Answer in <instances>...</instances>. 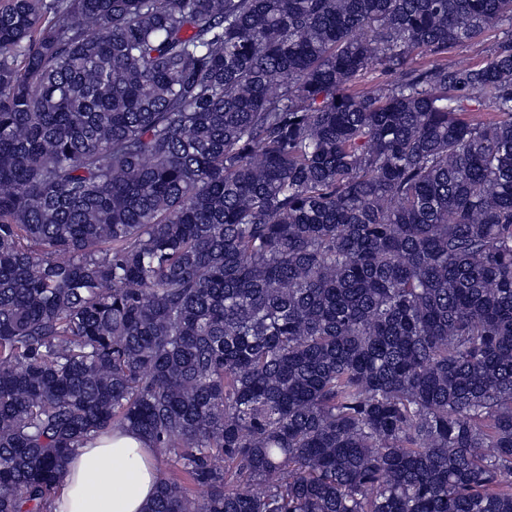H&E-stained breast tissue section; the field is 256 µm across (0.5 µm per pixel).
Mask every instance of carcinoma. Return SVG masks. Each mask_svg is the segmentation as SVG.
<instances>
[{
	"label": "carcinoma",
	"instance_id": "1",
	"mask_svg": "<svg viewBox=\"0 0 512 512\" xmlns=\"http://www.w3.org/2000/svg\"><path fill=\"white\" fill-rule=\"evenodd\" d=\"M116 428L146 512H512V0L0 3V512ZM497 38L498 32L490 31L479 42L459 46L447 55H444L445 57H428L424 59L417 57V62L426 64H431L433 62L449 63L457 58H466L474 64H481L490 54Z\"/></svg>",
	"mask_w": 512,
	"mask_h": 512
}]
</instances>
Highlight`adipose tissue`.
Instances as JSON below:
<instances>
[{"label": "adipose tissue", "mask_w": 512, "mask_h": 512, "mask_svg": "<svg viewBox=\"0 0 512 512\" xmlns=\"http://www.w3.org/2000/svg\"><path fill=\"white\" fill-rule=\"evenodd\" d=\"M161 476L149 442L134 431L83 441L57 483L51 512H145Z\"/></svg>", "instance_id": "obj_1"}]
</instances>
